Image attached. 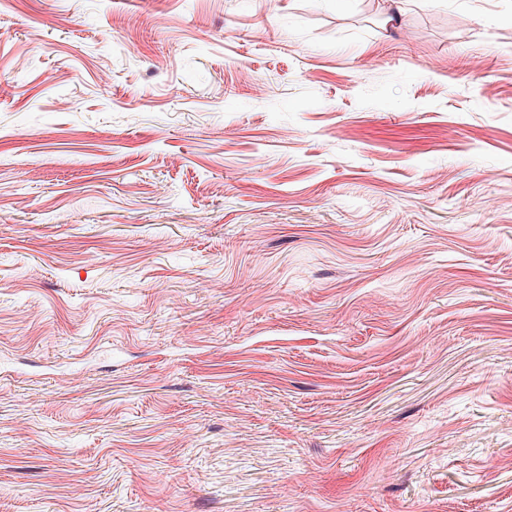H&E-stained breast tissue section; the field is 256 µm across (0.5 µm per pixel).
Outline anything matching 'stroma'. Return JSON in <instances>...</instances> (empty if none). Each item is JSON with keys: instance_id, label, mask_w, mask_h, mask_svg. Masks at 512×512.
<instances>
[{"instance_id": "1", "label": "stroma", "mask_w": 512, "mask_h": 512, "mask_svg": "<svg viewBox=\"0 0 512 512\" xmlns=\"http://www.w3.org/2000/svg\"><path fill=\"white\" fill-rule=\"evenodd\" d=\"M0 512H512V0L0 5Z\"/></svg>"}]
</instances>
